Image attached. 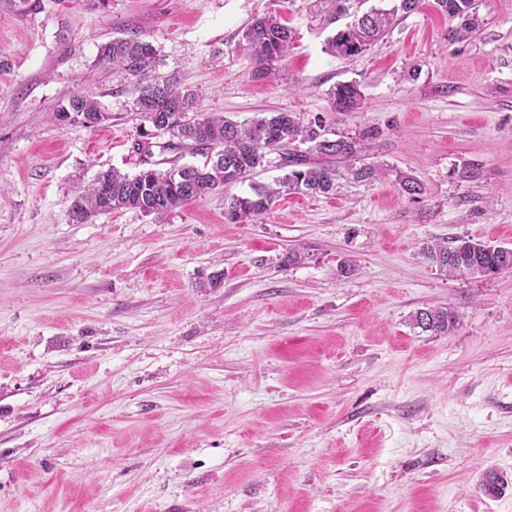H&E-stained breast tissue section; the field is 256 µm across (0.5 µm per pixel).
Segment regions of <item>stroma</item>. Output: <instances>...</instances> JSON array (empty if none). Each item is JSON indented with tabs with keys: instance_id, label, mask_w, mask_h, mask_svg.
Wrapping results in <instances>:
<instances>
[{
	"instance_id": "1",
	"label": "stroma",
	"mask_w": 512,
	"mask_h": 512,
	"mask_svg": "<svg viewBox=\"0 0 512 512\" xmlns=\"http://www.w3.org/2000/svg\"><path fill=\"white\" fill-rule=\"evenodd\" d=\"M477 5L466 41L422 0L352 60L327 52L320 0L0 6V512H512V485L479 489L491 468L512 481V270L452 277L419 254L512 248V0ZM263 12L296 39L254 81L241 36ZM129 31L202 115L375 131L386 177L228 221L226 198L285 175L271 153L169 213L74 221L77 186L142 167L133 84L96 64ZM345 82L364 104L332 111ZM79 92L111 121L58 122ZM399 171L425 182L419 201ZM436 306L457 315L448 333L413 320Z\"/></svg>"
}]
</instances>
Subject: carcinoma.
<instances>
[{
	"label": "carcinoma",
	"instance_id": "1",
	"mask_svg": "<svg viewBox=\"0 0 512 512\" xmlns=\"http://www.w3.org/2000/svg\"><path fill=\"white\" fill-rule=\"evenodd\" d=\"M329 21L352 15V20L328 41V52L348 60L366 52L389 29L394 17L418 10L421 0H399L395 8H372L362 14L352 13L350 0H326ZM435 7L448 20H459L448 27V43L469 39L479 29L476 0H434ZM294 31L282 18L269 13L253 16L244 28L242 39L253 58L252 79L265 80L288 54ZM157 49L140 33L116 37L100 47L97 65L125 73L134 80L136 96L132 110L144 123L141 141L134 151L148 164L155 147L154 132L165 130L169 140L164 151L187 150L201 155L200 164L180 166L181 182L172 179L170 170L144 168L133 176L109 170L100 174L87 188L79 191L72 204V216L85 223L100 214L135 210L146 216L162 215L201 199L224 186L250 177L263 165L267 154L288 150L284 164L291 170L278 181V187L252 186L253 194L233 196L227 201L225 215L232 223H243L264 214L284 194L328 195L336 190L341 178L373 181L382 177L380 169L362 163L370 150L367 141L376 137L367 131L357 137L342 135L328 138L321 134V121L303 124L293 112L257 116L238 124L219 115H196L198 94L181 86L178 76L157 75ZM332 106L339 112L359 109L364 94L356 82L340 83L330 93ZM57 121L83 128H97L108 120L105 108L93 96L80 93L54 112ZM310 145L318 157L334 160L338 166L313 164L306 154L292 148L294 143ZM396 182L412 201L426 192L424 182L410 174L398 173ZM421 255L448 276L485 277L512 270V260L501 259L495 247L472 238L459 237L450 242L430 240L423 244ZM414 322L425 332L447 333L457 323L456 313L449 307H430L416 312ZM503 473L489 469L482 474L479 488L495 497L508 487Z\"/></svg>",
	"mask_w": 512,
	"mask_h": 512
}]
</instances>
